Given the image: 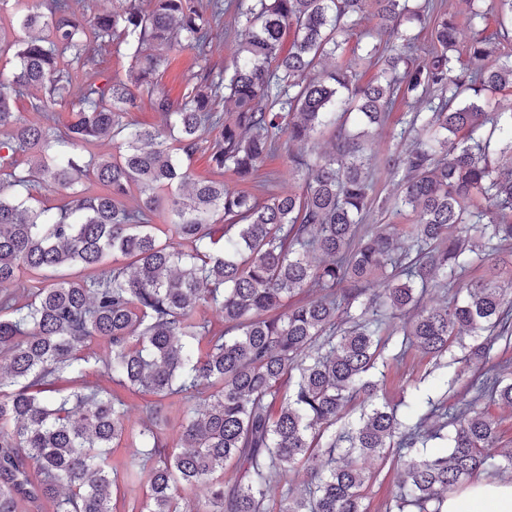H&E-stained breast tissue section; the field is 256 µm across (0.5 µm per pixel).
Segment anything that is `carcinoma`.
Listing matches in <instances>:
<instances>
[{
  "label": "carcinoma",
  "mask_w": 512,
  "mask_h": 512,
  "mask_svg": "<svg viewBox=\"0 0 512 512\" xmlns=\"http://www.w3.org/2000/svg\"><path fill=\"white\" fill-rule=\"evenodd\" d=\"M10 1L27 36L0 34V55L18 61L0 82V175L13 187L36 178L57 199L46 206L0 185V512L26 499L112 512L120 485L142 478L137 512H367L374 475L361 460L390 456L399 509L443 512L448 491L478 470L512 469V448L497 463L485 454L500 434L482 408L512 406V380L490 356L496 342L512 343V274L506 284L471 276L512 245V104L486 110L490 96L512 90V0H498L489 35L484 14L471 12L472 67L461 72L450 54L458 24L433 0H251L237 6L241 40L219 69L209 54L225 0H121L90 21L70 0H0V9ZM368 7L378 23L366 42L312 76ZM406 22L432 25L423 62L409 57ZM117 34L137 39L127 82L96 68L98 44ZM376 38L392 53L380 55ZM181 40L204 66L176 104L155 75ZM366 63L382 68L360 84ZM31 86L44 89L29 100L41 123L14 109ZM142 90L165 128L123 121ZM399 99L416 107L393 130L402 148L383 166L400 187L392 208L411 223L365 230L375 209L366 147L346 124L354 114L379 128ZM209 127L222 128L212 166L242 182L287 136L301 192L260 200L194 178ZM327 128L330 149L314 158L306 145ZM99 141L118 143V155L91 153ZM88 175L103 191L77 188ZM26 271L35 284L19 303L9 288ZM441 283L465 293L426 306ZM203 305L221 327L198 317ZM483 334L456 356L459 339ZM99 341L104 361L87 353ZM411 350L434 360L444 389L464 382L455 412L430 400L417 419L402 418L381 395L386 370ZM97 364L114 389L59 387ZM122 390L158 397L137 433ZM174 396L201 408L171 444L162 400ZM355 410V423L336 427ZM431 440L450 452H428ZM123 442L130 459L115 464L111 449ZM289 471L299 485L270 499ZM179 485L201 490L186 510Z\"/></svg>",
  "instance_id": "cac0c4a2"
}]
</instances>
